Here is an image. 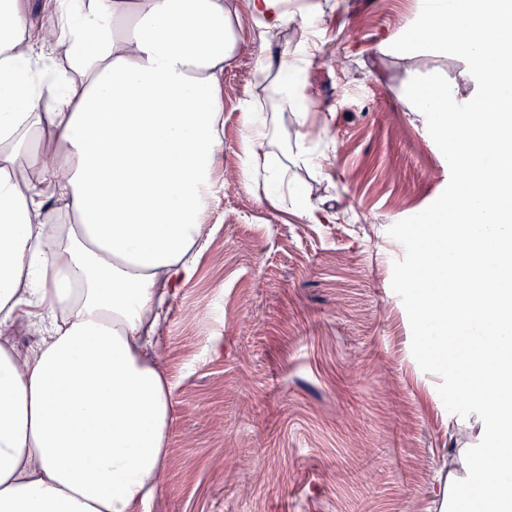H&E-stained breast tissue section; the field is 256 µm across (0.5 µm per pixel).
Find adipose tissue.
<instances>
[{"instance_id":"adipose-tissue-1","label":"adipose tissue","mask_w":512,"mask_h":512,"mask_svg":"<svg viewBox=\"0 0 512 512\" xmlns=\"http://www.w3.org/2000/svg\"><path fill=\"white\" fill-rule=\"evenodd\" d=\"M0 0V512H141L161 489L175 413L159 330L207 237L239 14L262 37L286 0ZM310 52L258 69L301 104ZM246 176L313 224L290 166L321 170L284 116L248 102ZM6 335L21 351L34 346L40 339L39 333L26 320L17 321L6 331Z\"/></svg>"}]
</instances>
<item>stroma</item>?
<instances>
[{"mask_svg": "<svg viewBox=\"0 0 512 512\" xmlns=\"http://www.w3.org/2000/svg\"><path fill=\"white\" fill-rule=\"evenodd\" d=\"M311 16L306 143L327 160L290 176L335 223L275 206L240 170L245 100L268 99L264 44L250 18L224 69V144L211 235L170 303L160 366L176 410L162 493L145 512H441L454 449L482 437L447 412L421 370L391 288L403 246L387 230L446 188L448 164L405 87L441 73L467 97L465 62L382 51L414 22L416 0H300Z\"/></svg>", "mask_w": 512, "mask_h": 512, "instance_id": "1", "label": "stroma"}]
</instances>
